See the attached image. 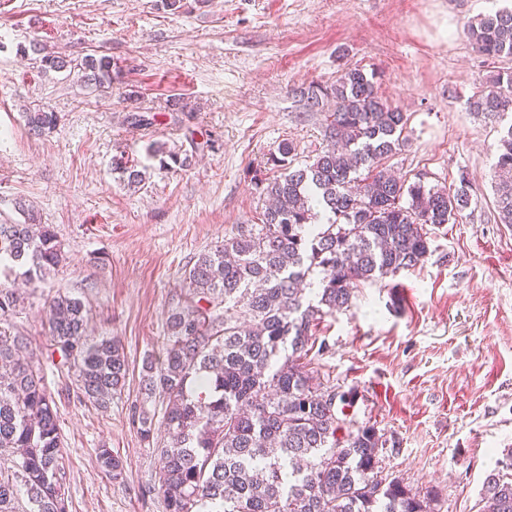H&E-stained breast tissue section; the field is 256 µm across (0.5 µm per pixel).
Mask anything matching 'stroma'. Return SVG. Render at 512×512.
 Wrapping results in <instances>:
<instances>
[{
    "label": "stroma",
    "mask_w": 512,
    "mask_h": 512,
    "mask_svg": "<svg viewBox=\"0 0 512 512\" xmlns=\"http://www.w3.org/2000/svg\"><path fill=\"white\" fill-rule=\"evenodd\" d=\"M500 0H0V215L33 205L66 260L22 289L11 321L49 350L45 300H83L88 332L121 340L130 363L108 408L80 400L67 369L47 366L63 436L68 512H165L154 444L134 415L162 422L141 391L145 359L160 361L167 318L184 305V273L259 209L253 173L292 141L298 162L323 149V115L299 95L359 67L408 118L407 147L385 161L406 181L470 184L471 205L431 229L414 270L362 284L350 310L325 318L312 362L322 383L351 391L349 419L374 425L384 474L435 512H479L486 477L512 452V227L499 223L495 164L504 123L470 112L512 56L485 60L465 24ZM452 26L443 34V26ZM107 56L121 77L101 92L78 73L46 71L44 55ZM55 113L33 134L27 113ZM136 111L152 125L133 127ZM167 144L188 166L167 169L148 146ZM144 169L139 190L112 166ZM123 461L118 478L98 449Z\"/></svg>",
    "instance_id": "1"
}]
</instances>
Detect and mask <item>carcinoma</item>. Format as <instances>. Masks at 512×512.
<instances>
[{"label":"carcinoma","mask_w":512,"mask_h":512,"mask_svg":"<svg viewBox=\"0 0 512 512\" xmlns=\"http://www.w3.org/2000/svg\"><path fill=\"white\" fill-rule=\"evenodd\" d=\"M487 59L512 56V9L464 27ZM81 81L112 84L119 67L108 56L86 57ZM300 95L324 113L326 147L294 166L296 146L283 142L270 158L273 178L252 177L264 207L258 223L200 253L185 272L189 300L168 317L165 355L145 363L143 390L165 402V439L158 492L165 512H433L399 478L380 475L386 440L370 425L343 418L349 395L323 386L309 368L315 331L352 305L362 283L395 278L429 255L427 226L455 222L471 203L459 187L413 183L382 160L406 143L408 119L378 95L375 74L345 70L330 86ZM334 108L324 111V101ZM470 111L501 120L512 115V73L497 75L468 101ZM52 112L27 113L31 131L56 124ZM495 186L498 221L512 225V124L499 140ZM128 187L144 174L117 162ZM24 221L0 222V265L19 266L27 281L45 280L63 261L58 239L34 210ZM24 298L0 284V512H68L57 406L42 358L9 323ZM50 356L73 370L89 402L105 407L124 388L129 364L120 341L87 333L84 302L66 293L48 301ZM97 461L117 477L122 461L109 448ZM480 512H512V453L489 474Z\"/></svg>","instance_id":"cac0c4a2"}]
</instances>
